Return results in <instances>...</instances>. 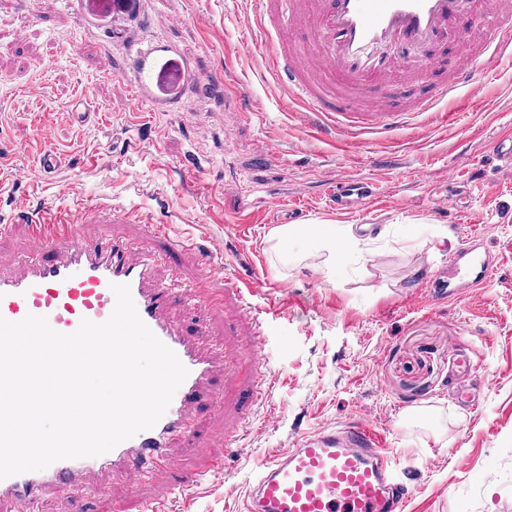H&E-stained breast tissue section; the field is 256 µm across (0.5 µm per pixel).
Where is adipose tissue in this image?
<instances>
[{"instance_id": "obj_1", "label": "adipose tissue", "mask_w": 512, "mask_h": 512, "mask_svg": "<svg viewBox=\"0 0 512 512\" xmlns=\"http://www.w3.org/2000/svg\"><path fill=\"white\" fill-rule=\"evenodd\" d=\"M296 239L313 241L318 250L327 254L328 263H335L337 254L361 250L366 240L352 229L337 230L335 225L321 222L318 224H282L273 228L268 241L270 249L281 265L295 261L296 256L288 250V245Z\"/></svg>"}]
</instances>
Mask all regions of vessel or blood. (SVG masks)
<instances>
[{"mask_svg":"<svg viewBox=\"0 0 512 512\" xmlns=\"http://www.w3.org/2000/svg\"><path fill=\"white\" fill-rule=\"evenodd\" d=\"M298 0H252V20L273 46L259 50L261 71L300 105L314 134L354 141L357 135L391 132L411 115L445 121L439 101L467 89L480 98L479 72L500 57L512 58V0H314L310 21L320 52L306 61L285 51L288 29L298 16ZM476 20L480 31L463 28ZM475 40L472 57L454 67L425 97L406 108L380 112L375 89L409 72L412 62L433 64L434 47L447 33ZM132 68L150 70L151 84L138 85V100L167 110L188 93L191 80L171 47L158 44L137 50ZM42 176L52 178L70 164L54 149L38 157ZM379 186L373 177L349 170L327 189L329 206L349 214L374 202ZM30 223L33 251L22 273H0V317L11 322L27 315L45 317L60 333L75 332L82 320L102 323L115 307L112 285L125 284L141 320L187 368L166 412L151 429L129 438L107 454L63 459L45 469L0 480V501L23 504L34 512L39 500L58 493L72 498L99 489L105 477L133 472L150 480L165 470L174 440L195 429L193 406L215 400L212 380L220 368L203 335H186L167 316L172 291L157 277V259L113 245L108 236L87 237V224L129 223L137 210L93 199L59 208L44 203L36 213L21 212ZM465 260L432 271L427 278L433 304L481 287L493 274L487 254L460 240ZM409 487L381 438L360 422L305 433L292 447L276 451L257 472L246 493V512H405Z\"/></svg>","mask_w":512,"mask_h":512,"instance_id":"1","label":"vessel or blood"}]
</instances>
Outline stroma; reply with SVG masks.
Listing matches in <instances>:
<instances>
[{
    "mask_svg": "<svg viewBox=\"0 0 512 512\" xmlns=\"http://www.w3.org/2000/svg\"><path fill=\"white\" fill-rule=\"evenodd\" d=\"M0 0V170L24 167L22 182H0V268L32 246L19 209L81 196L110 198L145 216L116 223L115 238L159 253L181 284L223 293L221 304L171 315L187 331L204 326L227 352L228 378L200 417L199 430L172 449L169 469L139 484L119 480L108 494L47 495L40 512H142L141 502L170 494L187 471L208 481L181 501V512H240L249 482L295 437L359 421L386 442L406 472V512H512V168H493L489 145L512 131V62L482 76L477 106L465 94L440 103L458 113L443 126L419 118L365 147L317 139L286 94L261 78L255 30L245 0ZM172 45L205 87L170 111L130 98L150 82L131 71L132 48ZM112 69L102 72L103 57ZM228 76L256 103L242 112L208 80ZM84 97L90 118L67 116ZM396 144L391 167L371 160ZM68 153L71 168L52 182L37 168L42 150ZM375 175L380 197L349 222L387 231L375 255L328 268L311 245L293 241L301 260L281 266L266 236L283 208L307 210V223H338L324 190L339 164ZM468 202L442 220L431 202L448 179ZM168 224L154 237L152 225ZM207 241L223 269L207 274L199 251L174 241ZM489 250L495 268L484 288L432 305L426 273L452 259L461 239ZM251 282L254 306L274 312L262 346L275 381L255 403L248 378L253 326L242 318L225 277ZM469 357L472 373L456 362Z\"/></svg>",
    "mask_w": 512,
    "mask_h": 512,
    "instance_id": "stroma-1",
    "label": "stroma"
}]
</instances>
